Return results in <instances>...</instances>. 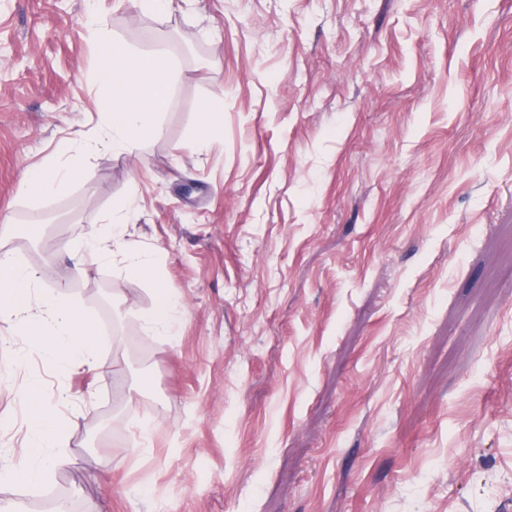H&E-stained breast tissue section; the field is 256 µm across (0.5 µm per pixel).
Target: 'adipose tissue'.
I'll return each instance as SVG.
<instances>
[{"mask_svg": "<svg viewBox=\"0 0 512 512\" xmlns=\"http://www.w3.org/2000/svg\"><path fill=\"white\" fill-rule=\"evenodd\" d=\"M81 25L98 48L94 75L98 87L97 111L100 124L94 137L84 140L65 164L49 162L26 170L23 183L36 186L39 196H61L86 173V154L106 151L131 154L149 137L164 133L162 118L168 108L172 75L164 51L133 53L109 36L94 13H87ZM137 210L128 200L120 212L108 214L88 240L70 253L74 267H81L89 255L111 259L110 243L122 248L121 273L140 280L154 272V260L129 239L126 228ZM184 317L176 299L165 288H157L153 306L139 315L147 335L158 330L173 331ZM0 321L8 323L14 335L29 337V351L55 368L81 366L97 374L111 372L96 346L94 323L76 304L61 300L53 290L40 287L34 271L9 253L0 254ZM28 430L25 449L17 461L0 466V483L24 474L25 482L37 486L54 471L71 466L72 457L62 446L67 424L55 407L42 399L38 379L26 384Z\"/></svg>", "mask_w": 512, "mask_h": 512, "instance_id": "adipose-tissue-1", "label": "adipose tissue"}]
</instances>
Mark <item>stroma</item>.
Masks as SVG:
<instances>
[{
    "mask_svg": "<svg viewBox=\"0 0 512 512\" xmlns=\"http://www.w3.org/2000/svg\"><path fill=\"white\" fill-rule=\"evenodd\" d=\"M96 8L172 55L165 133L28 196L25 169L97 131L96 59L87 0H0V253L67 275L127 387L18 364L0 322V445L23 452L38 377L77 460L0 484V512H512V0ZM215 94L217 141L189 150ZM132 195L156 279L74 270ZM160 284L185 322L149 340Z\"/></svg>",
    "mask_w": 512,
    "mask_h": 512,
    "instance_id": "1",
    "label": "stroma"
}]
</instances>
